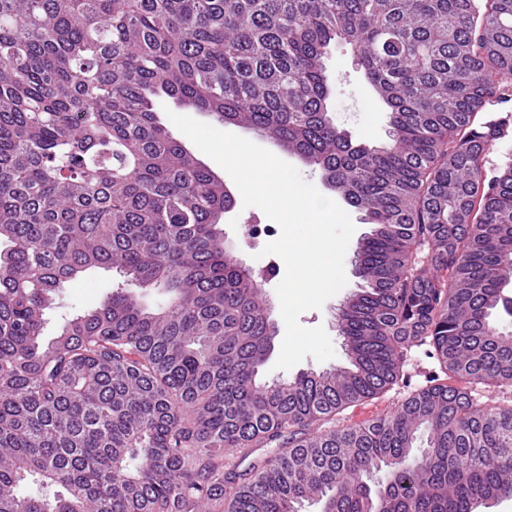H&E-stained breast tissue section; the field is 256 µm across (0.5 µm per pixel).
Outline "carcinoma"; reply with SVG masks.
<instances>
[{
    "instance_id": "cac0c4a2",
    "label": "carcinoma",
    "mask_w": 512,
    "mask_h": 512,
    "mask_svg": "<svg viewBox=\"0 0 512 512\" xmlns=\"http://www.w3.org/2000/svg\"><path fill=\"white\" fill-rule=\"evenodd\" d=\"M388 108L329 110L331 44ZM242 126L373 225L340 324L350 367L261 381L277 336L221 229L233 197L159 120ZM512 0H0V512H475L512 499ZM95 268L125 286L49 342ZM165 296L154 308L136 289ZM439 371L387 415L351 407ZM265 448L264 457L256 452ZM385 471L371 487L366 479ZM325 64L334 86L330 106L336 124L367 146L387 143L386 113L381 104L373 100L350 47L345 44L331 47ZM365 103L369 105L368 112H361ZM123 281V274L119 270L96 269L79 280L68 283L60 294L56 307L46 314L43 340L48 342L54 338L67 318L98 306L112 285ZM431 369H437V365L433 359L424 357L423 353L420 351H412L405 367L406 373L412 376L410 382L411 386L409 388H404L405 390H398V388H395L378 400H374L369 404H364L353 409H349L345 413V419L340 425L361 424L377 416H383L392 413L398 406V402L406 394L407 390L425 384V378L423 374L425 371L427 372ZM360 408H368V413H363L362 409L361 412L356 415Z\"/></svg>"
}]
</instances>
